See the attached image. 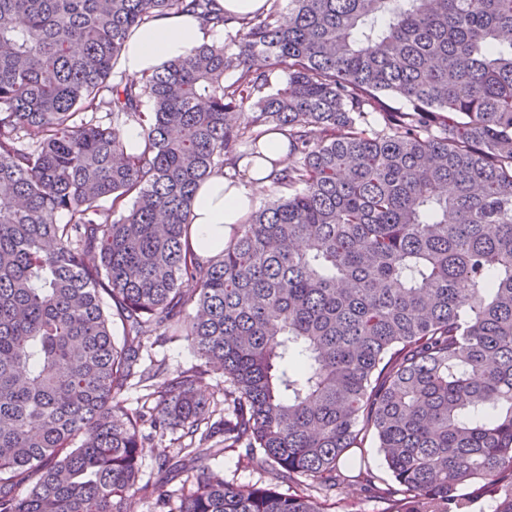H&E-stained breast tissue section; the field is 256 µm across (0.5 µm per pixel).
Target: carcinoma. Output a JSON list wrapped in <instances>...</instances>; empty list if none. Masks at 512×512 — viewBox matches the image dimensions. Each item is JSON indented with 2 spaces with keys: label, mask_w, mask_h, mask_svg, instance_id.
Wrapping results in <instances>:
<instances>
[{
  "label": "carcinoma",
  "mask_w": 512,
  "mask_h": 512,
  "mask_svg": "<svg viewBox=\"0 0 512 512\" xmlns=\"http://www.w3.org/2000/svg\"><path fill=\"white\" fill-rule=\"evenodd\" d=\"M267 4L0 0V512L166 505L185 472L169 512H335L370 439L391 481L354 483L384 512H462L471 485L512 512V0ZM182 13L227 41L116 71ZM274 133L276 199L196 254L200 184ZM150 337L198 363L134 416ZM144 420L178 434L145 482ZM229 450L274 480L203 465Z\"/></svg>",
  "instance_id": "obj_1"
}]
</instances>
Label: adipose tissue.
Returning <instances> with one entry per match:
<instances>
[{
    "instance_id": "adipose-tissue-1",
    "label": "adipose tissue",
    "mask_w": 512,
    "mask_h": 512,
    "mask_svg": "<svg viewBox=\"0 0 512 512\" xmlns=\"http://www.w3.org/2000/svg\"><path fill=\"white\" fill-rule=\"evenodd\" d=\"M216 38L215 28L194 15L159 18L140 27L130 37L122 66L129 76L139 78L169 60L185 56L193 47L213 43ZM286 152L285 138L274 136L268 162L247 168L244 181L234 183L215 175L199 188L193 205L190 240L197 253L206 256L223 250L232 225L240 223L258 196L270 189L273 162Z\"/></svg>"
}]
</instances>
